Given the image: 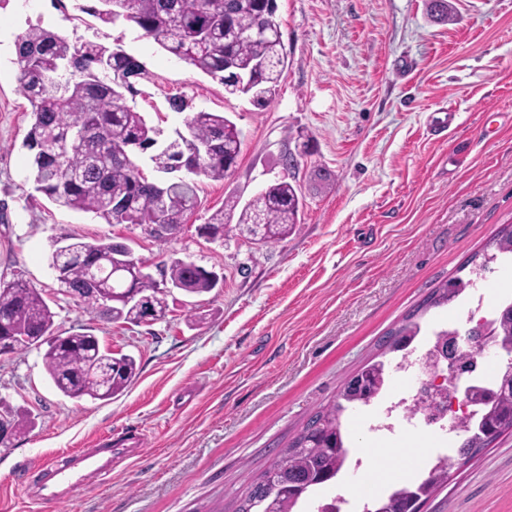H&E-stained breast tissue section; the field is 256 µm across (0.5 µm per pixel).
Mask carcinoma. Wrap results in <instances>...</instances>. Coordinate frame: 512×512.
<instances>
[{"label":"carcinoma","mask_w":512,"mask_h":512,"mask_svg":"<svg viewBox=\"0 0 512 512\" xmlns=\"http://www.w3.org/2000/svg\"><path fill=\"white\" fill-rule=\"evenodd\" d=\"M89 12L105 23L120 19L141 36L204 74L219 79L230 96H248L260 107L276 93L288 64L277 0H98ZM15 64L20 93L31 106L32 123L23 146L35 190L48 200L76 212L93 213L109 224H139L158 241L174 237L197 207L191 178L168 182L154 191L134 162L150 153L156 171L166 174L182 158L204 147L199 175L222 181L237 165L242 133L220 112H194L184 129L163 138V130L147 122L130 104L137 94L131 78L142 66L121 48L93 43L76 45L39 24L17 36ZM303 199L295 185L281 180L268 185L244 205L228 200L204 225L208 236L236 231L260 246H272L301 223ZM235 224H230L233 215ZM483 251L473 277L452 278L434 289L400 326L381 342L384 353H411L420 336L416 320L433 307L449 305L476 286L500 255H512V221L503 225ZM50 266L67 291L80 292L86 312L113 322L139 324L146 310L158 320L165 315L167 296L208 293L219 280L212 272L182 259L173 260L156 280L132 251L118 252L110 242L72 237L65 248L53 246ZM0 336L10 351L44 349L43 366L55 388L72 400L110 401L124 393L139 375L134 356H114L89 333L63 335L55 313L41 292L23 281H0ZM390 364L370 361L360 368L372 393L357 396L343 380L335 400L310 416L302 429L251 485L236 512H301L302 505L341 475L350 449L342 430L345 414L368 406L385 388ZM512 432V398L497 397L481 406L480 415L461 430L456 454L476 456L505 433ZM454 458L446 457L416 482L401 483L378 500L369 512H420L427 500L448 482Z\"/></svg>","instance_id":"1"}]
</instances>
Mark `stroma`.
<instances>
[{"label":"stroma","instance_id":"35a3bbf8","mask_svg":"<svg viewBox=\"0 0 512 512\" xmlns=\"http://www.w3.org/2000/svg\"><path fill=\"white\" fill-rule=\"evenodd\" d=\"M437 22L425 0H278L288 55L264 108L141 37L101 22L87 0H7L0 7V279L40 290L65 334L90 333L135 356L140 373L107 402L63 397L42 353L0 357V414L30 419L0 444V512H234L251 482L387 331L512 220V0H449ZM71 43L122 48L142 65L138 111L164 133L184 117L168 105L221 112L243 133L234 171L198 178L199 206L161 242L136 224H109L37 192L23 141L31 107L19 92L14 41L28 23ZM452 134L436 138L441 111ZM295 169H285V154ZM304 197L301 224L260 247L211 241L200 224L231 197L281 179ZM122 241L158 273L172 258L221 278L201 295L174 293L163 319L137 326L84 311L49 265L61 235ZM140 429L142 453L71 504L34 507L19 479L118 429ZM369 467L416 478L428 437L372 443L346 422ZM422 512H512V433L463 466Z\"/></svg>","mask_w":512,"mask_h":512}]
</instances>
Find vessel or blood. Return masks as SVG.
Segmentation results:
<instances>
[{"label":"vessel or blood","instance_id":"1","mask_svg":"<svg viewBox=\"0 0 512 512\" xmlns=\"http://www.w3.org/2000/svg\"><path fill=\"white\" fill-rule=\"evenodd\" d=\"M143 445L144 437L138 432L115 440L108 436L97 439L92 447L65 453L39 467L36 479L25 481V490L38 503H67L89 482L109 477L118 462L141 454Z\"/></svg>","mask_w":512,"mask_h":512}]
</instances>
